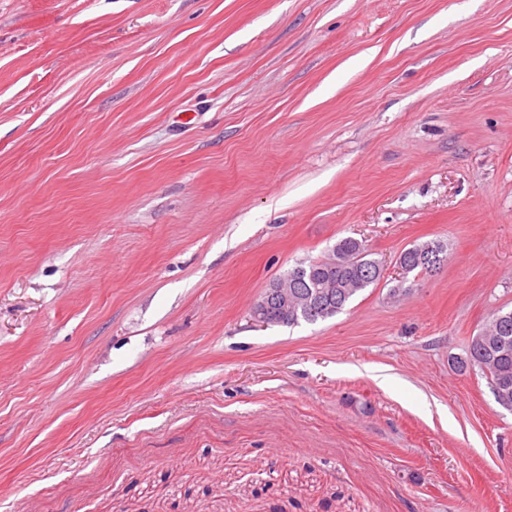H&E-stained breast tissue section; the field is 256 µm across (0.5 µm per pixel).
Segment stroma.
Here are the masks:
<instances>
[{"label":"stroma","mask_w":512,"mask_h":512,"mask_svg":"<svg viewBox=\"0 0 512 512\" xmlns=\"http://www.w3.org/2000/svg\"><path fill=\"white\" fill-rule=\"evenodd\" d=\"M510 309L512 0H0V512H512ZM349 254L354 258L360 257L358 263H362L357 265L330 262L334 258L336 261H342L341 256ZM369 256L370 253L362 241L349 237L341 239L333 249L332 258L295 267L285 275L274 279L266 291L282 282L288 283V291H284L283 288H272L267 296H261L252 308L253 320L263 326L273 324L289 327L299 325L301 321L315 323L335 316L360 291L380 280L382 267L377 260L368 258ZM291 290L298 295L299 306L303 305V310L300 311L288 304ZM278 296H282L279 305L285 313H288V322L280 320L279 314H275L267 323L268 302L271 297ZM310 301L317 302L318 310L315 315L307 313ZM433 243L436 242H426L421 245L406 249L400 254L399 266L402 269L403 276L401 277V280H399V284L395 288L391 289L393 295L406 292L408 290L407 288H404V284L407 282L410 274L416 273V275H418L423 272H432L442 266L441 263L438 265L434 264L433 266H430V264L429 266H425L423 263L419 262L418 253ZM506 312L495 313L454 364L461 372L478 369L487 376L497 403L512 411V310Z\"/></svg>","instance_id":"35a3bbf8"}]
</instances>
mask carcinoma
<instances>
[{"instance_id": "cac0c4a2", "label": "carcinoma", "mask_w": 512, "mask_h": 512, "mask_svg": "<svg viewBox=\"0 0 512 512\" xmlns=\"http://www.w3.org/2000/svg\"><path fill=\"white\" fill-rule=\"evenodd\" d=\"M429 243L409 248L399 256L402 277L392 289L395 294L406 291L404 288L409 275L432 272L438 265L426 266L419 262L418 253ZM330 260L313 261L288 271L274 279L271 285L288 284V290L294 291L303 305V310L288 307V321L279 315L270 318L273 325L297 326L302 322L315 323L335 316L350 303L354 297L371 284L380 280L382 267L370 258L366 245L354 238H343L333 249ZM454 364L459 371L479 370L490 380L493 395L499 405L512 411V310L508 316L499 311L493 315L486 326L468 340L465 355L455 358Z\"/></svg>"}]
</instances>
